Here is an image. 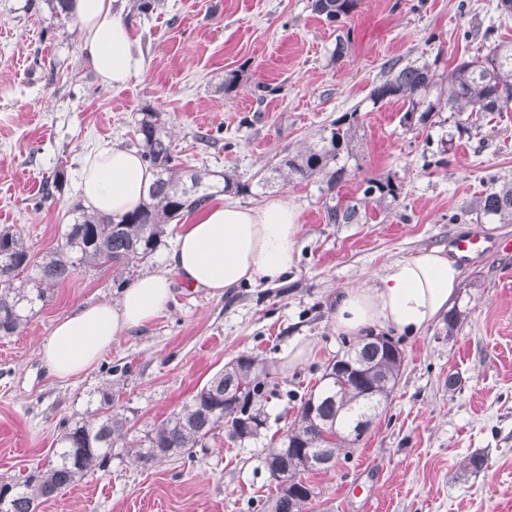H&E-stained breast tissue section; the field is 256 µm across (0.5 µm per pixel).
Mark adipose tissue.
<instances>
[{
	"label": "adipose tissue",
	"instance_id": "obj_1",
	"mask_svg": "<svg viewBox=\"0 0 512 512\" xmlns=\"http://www.w3.org/2000/svg\"><path fill=\"white\" fill-rule=\"evenodd\" d=\"M113 2L68 0L67 10L101 81L122 87L143 75L148 62ZM154 179L136 149L107 142L84 162L82 197L95 211L119 215L139 205ZM300 232L298 210L279 199L259 207L232 200L209 207L180 231L164 269L138 278L117 301L80 308L57 323L41 346L43 365L61 380L87 372L119 336L166 309L173 278L214 295L279 281L296 263ZM459 281L458 266L441 247L394 261L368 285L339 292L336 328L352 336L369 327L418 335L447 312Z\"/></svg>",
	"mask_w": 512,
	"mask_h": 512
}]
</instances>
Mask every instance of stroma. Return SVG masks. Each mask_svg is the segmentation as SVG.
<instances>
[{
    "mask_svg": "<svg viewBox=\"0 0 512 512\" xmlns=\"http://www.w3.org/2000/svg\"><path fill=\"white\" fill-rule=\"evenodd\" d=\"M492 3L360 0L345 22L350 52L338 60L336 30L312 0H160L146 15L135 0H117L149 64L116 90L89 67L74 20L54 17L46 0H0V227L20 232L35 255L55 248L70 223L85 158L106 141L133 146L150 111L169 115L185 167L235 171L250 186L238 202L282 198L302 224L297 264L282 282L214 296L174 281L168 308L75 380L48 374L41 362L55 323L115 301L124 285L162 269L176 238L165 237L133 272L90 269L55 288L18 334L0 338V479L43 464L61 424L91 419L103 392L142 433L248 354L275 389L259 438L222 434L193 458L149 468L113 457L39 512H266L276 490L264 448L327 364L356 342L336 330L337 292L455 235L512 236V224L486 223L473 210L490 177L512 179V105L444 153L450 121L409 130L399 124L402 103L369 100L388 62L433 61L442 74L485 52L488 25L512 41V16H498ZM232 70L239 80L228 93ZM353 108L361 145L347 181L331 191L273 174ZM203 133L211 143L200 141ZM58 171L61 191L44 197L46 178ZM370 177L401 183L398 201L368 208L355 224L327 223L331 196H358ZM504 263L490 254L462 266L454 304L466 318L454 336L441 319L420 335H393L401 379L350 453L309 474L315 494L305 512H512V280L501 277ZM301 347L304 359L289 362ZM475 453L486 455L484 469L465 471Z\"/></svg>",
    "mask_w": 512,
    "mask_h": 512,
    "instance_id": "obj_1",
    "label": "stroma"
}]
</instances>
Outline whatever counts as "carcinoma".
Returning <instances> with one entry per match:
<instances>
[{
    "label": "carcinoma",
    "instance_id": "carcinoma-1",
    "mask_svg": "<svg viewBox=\"0 0 512 512\" xmlns=\"http://www.w3.org/2000/svg\"><path fill=\"white\" fill-rule=\"evenodd\" d=\"M360 0H314L313 9L330 24L339 25L359 7ZM488 27V51L461 61L446 75L432 65L416 61L398 66L390 62L370 90L376 105L400 100L405 110L400 125L408 129V115L418 114L425 126L437 112L456 115L448 138L440 140L448 151L455 139L471 135L489 113L512 103V43L493 39ZM358 108L324 127L319 137L280 160L274 172L285 180L320 178L328 190L345 181L347 161L359 147ZM135 146L155 172L145 199L133 212L116 218L79 205L71 210L61 242L35 259L20 233L0 228V337H9L30 319L33 304L46 302L53 288L81 268L131 270L151 259L172 221L191 214L217 193L239 194L248 185L232 172L190 170L181 167L164 112H145L135 130ZM358 197L326 205V223L356 224L368 206H390L398 201L402 186L392 178H369ZM477 213L491 224H512V179L492 177L476 204ZM403 358L391 339L361 341L343 357L328 363L320 385L300 397L295 419L264 448L263 462L278 496L274 512H304L313 491L296 480V470L314 467L301 454L306 449L332 459L354 447L366 431L372 412L389 399L400 377ZM269 374L260 360L241 355L227 364L192 395L182 407L153 423L142 436L132 433L127 419L112 411V394L106 393L96 409L98 418L61 425L58 448L48 461L29 474L0 480L5 493L3 512H37L41 503L79 482L87 473L107 467L112 450L152 467L209 441L226 430L233 440L260 436L267 424L264 401ZM288 480L289 493L282 490Z\"/></svg>",
    "mask_w": 512,
    "mask_h": 512
}]
</instances>
